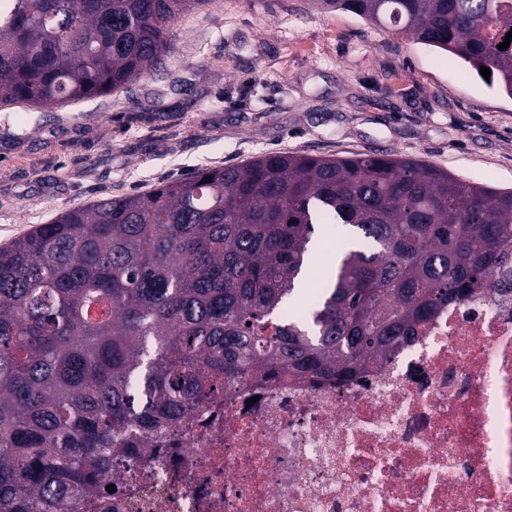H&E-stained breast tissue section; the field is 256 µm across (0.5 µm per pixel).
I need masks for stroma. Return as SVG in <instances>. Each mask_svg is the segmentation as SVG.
<instances>
[{"label":"stroma","mask_w":512,"mask_h":512,"mask_svg":"<svg viewBox=\"0 0 512 512\" xmlns=\"http://www.w3.org/2000/svg\"><path fill=\"white\" fill-rule=\"evenodd\" d=\"M370 151L512 188V98L455 58L310 0H208L120 91L0 108V245L57 213L264 153Z\"/></svg>","instance_id":"35a3bbf8"}]
</instances>
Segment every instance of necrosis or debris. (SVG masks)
Wrapping results in <instances>:
<instances>
[{"label": "necrosis or debris", "instance_id": "necrosis-or-debris-1", "mask_svg": "<svg viewBox=\"0 0 512 512\" xmlns=\"http://www.w3.org/2000/svg\"><path fill=\"white\" fill-rule=\"evenodd\" d=\"M70 512H512V284L346 380L232 383Z\"/></svg>", "mask_w": 512, "mask_h": 512}]
</instances>
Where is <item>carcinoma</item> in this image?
<instances>
[{
    "label": "carcinoma",
    "instance_id": "carcinoma-1",
    "mask_svg": "<svg viewBox=\"0 0 512 512\" xmlns=\"http://www.w3.org/2000/svg\"><path fill=\"white\" fill-rule=\"evenodd\" d=\"M208 0H0V106L117 92ZM447 53L512 98V0H311ZM346 242L285 315L316 226ZM512 273V190L380 153H268L101 198L0 246V512L107 495L238 379L352 377Z\"/></svg>",
    "mask_w": 512,
    "mask_h": 512
}]
</instances>
